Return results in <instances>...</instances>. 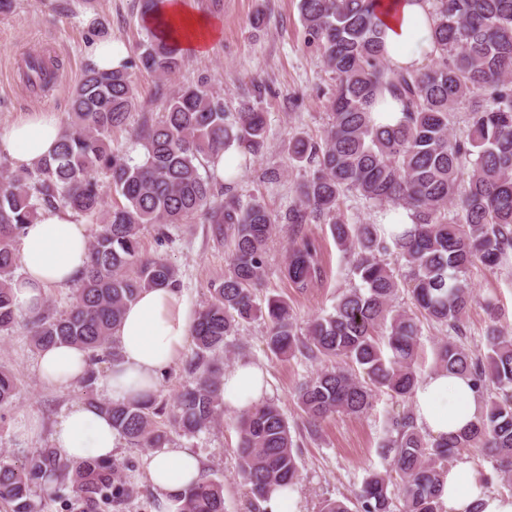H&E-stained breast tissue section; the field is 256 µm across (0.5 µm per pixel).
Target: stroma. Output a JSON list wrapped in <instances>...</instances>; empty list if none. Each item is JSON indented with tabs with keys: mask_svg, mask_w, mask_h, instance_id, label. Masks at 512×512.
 <instances>
[{
	"mask_svg": "<svg viewBox=\"0 0 512 512\" xmlns=\"http://www.w3.org/2000/svg\"><path fill=\"white\" fill-rule=\"evenodd\" d=\"M198 14L215 20L222 36L206 53L186 56L181 68L163 78L139 64L140 46L147 39L140 19L139 0H14L10 11L0 13V132L27 112L56 113L61 126H68L72 111L71 92L88 68L87 49L96 40L109 38L128 51V72L133 81L136 105L125 126L112 132L113 151L142 159L144 149L135 140L143 121H157L172 97L182 87L206 83L218 92L229 112L256 101L265 112L268 137L261 156L243 160L232 181L216 179L217 188L231 187L242 200L262 197L267 208L282 213L297 201L296 186L307 168L291 166L288 138L300 132L323 140L329 127L328 99L336 79L321 55L305 42L297 9L298 0H187ZM41 52L59 63L54 84L33 91L22 79L24 62ZM267 92L254 99V84ZM310 233L322 242L327 276L307 292L292 288L282 275L286 249L297 232ZM141 248L149 255L165 257L180 271L181 290L196 305H204L211 282L223 279L230 255L227 238L215 236L203 214L187 223L165 229L148 225L141 234ZM352 256L339 251L328 225H279L269 244L266 279L257 290V303L271 295L287 298L298 332H305L315 317L332 312L342 291L355 284ZM470 283L475 302L465 320V344L473 353L485 350L484 330L489 319L481 301L494 297L496 321L512 334V259L494 270L473 268ZM267 325L256 318L239 328L224 343V367L241 362L261 365L267 372V401L278 404L288 419L298 451L301 481L297 489L303 512H318L322 500L352 498L363 478L372 471L386 472L388 462L381 445L390 418L401 414L402 404L387 393H376L372 409L364 415L337 414L327 418L317 431H310L296 400L300 383L325 367V360L299 353L273 354L266 344ZM38 351L28 326L18 323L0 335V368L12 370L19 383L10 405L0 409V453L14 461L52 443L60 415L82 402L80 384L47 385L37 370ZM39 421L38 432L21 437L17 429L26 418ZM236 412L223 414L220 424L194 435L171 431L169 445L189 448L200 456L210 478L224 485V512H254L239 473L235 449L238 433ZM148 448L117 439L114 456L133 464L130 473L136 492L124 512H158L154 491L147 479Z\"/></svg>",
	"mask_w": 512,
	"mask_h": 512,
	"instance_id": "stroma-1",
	"label": "stroma"
}]
</instances>
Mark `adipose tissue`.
I'll return each mask as SVG.
<instances>
[{
    "mask_svg": "<svg viewBox=\"0 0 512 512\" xmlns=\"http://www.w3.org/2000/svg\"><path fill=\"white\" fill-rule=\"evenodd\" d=\"M162 16L185 54L204 53L221 35L210 19L189 11L184 0H164ZM385 57L394 66L420 68L431 50V19L426 0H384ZM62 136L55 113L29 112L0 135V151L15 167L33 166L51 155ZM91 233L67 210L42 211L26 225L20 237L21 273L13 283L18 310L39 311L48 289L77 281L89 261ZM198 308L179 290L158 287L143 291L130 303L116 334L120 358L109 371L105 386L112 400L127 401L154 392L158 377L179 356ZM88 369L86 351L57 344L41 351L38 372L48 385L66 387L77 383ZM267 390L264 369L241 363L225 373L224 407L242 411L262 403ZM416 421L432 436L463 431L484 411L482 400L468 378L432 374L415 388ZM117 437L112 422L95 407L79 403L65 411L55 427L53 443L63 458L109 459ZM148 480L163 506L173 507L180 494L203 472L200 458L186 448H170L152 454L145 463ZM443 512H469L480 503L482 512H512V496L489 492L469 464L459 461L448 469L441 497Z\"/></svg>",
    "mask_w": 512,
    "mask_h": 512,
    "instance_id": "obj_1",
    "label": "adipose tissue"
}]
</instances>
